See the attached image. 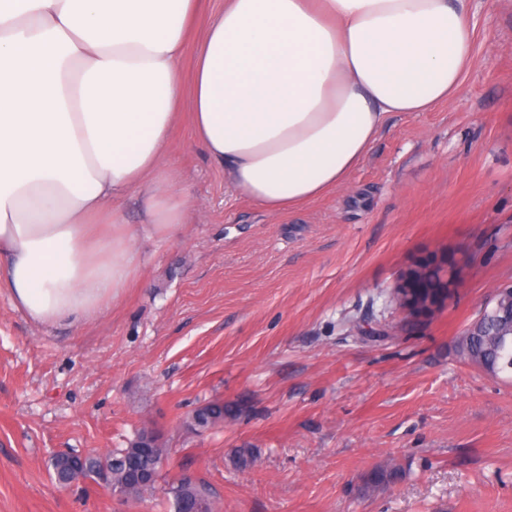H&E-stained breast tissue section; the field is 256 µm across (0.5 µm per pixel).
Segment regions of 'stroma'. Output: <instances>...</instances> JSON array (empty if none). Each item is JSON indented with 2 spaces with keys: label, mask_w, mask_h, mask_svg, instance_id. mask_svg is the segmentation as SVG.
<instances>
[{
  "label": "stroma",
  "mask_w": 512,
  "mask_h": 512,
  "mask_svg": "<svg viewBox=\"0 0 512 512\" xmlns=\"http://www.w3.org/2000/svg\"><path fill=\"white\" fill-rule=\"evenodd\" d=\"M469 20L459 93L392 115L346 185L266 212L232 191L185 111L169 159L187 222L138 241L118 302L43 326L0 288V512H164L101 482L59 487L46 467L143 429L171 450L164 477L205 481L220 512H512V380L457 348L512 284V0H470ZM443 251L467 262L453 298L405 324L392 288ZM353 313L396 331L369 340L344 325ZM215 398L223 425L188 431ZM387 463L390 482L366 488Z\"/></svg>",
  "instance_id": "1"
}]
</instances>
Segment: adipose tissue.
Here are the masks:
<instances>
[{
    "label": "adipose tissue",
    "mask_w": 512,
    "mask_h": 512,
    "mask_svg": "<svg viewBox=\"0 0 512 512\" xmlns=\"http://www.w3.org/2000/svg\"><path fill=\"white\" fill-rule=\"evenodd\" d=\"M203 2L0 0V286L34 323L97 319L139 274L133 241L181 230V107L236 194L291 212L346 184L389 116L451 101L475 61L469 0H224L188 94ZM223 7L224 0H208L200 18L192 30L185 53L180 63L185 93H191L195 55L199 42L204 35L205 24L212 13L221 10Z\"/></svg>",
    "instance_id": "1"
}]
</instances>
